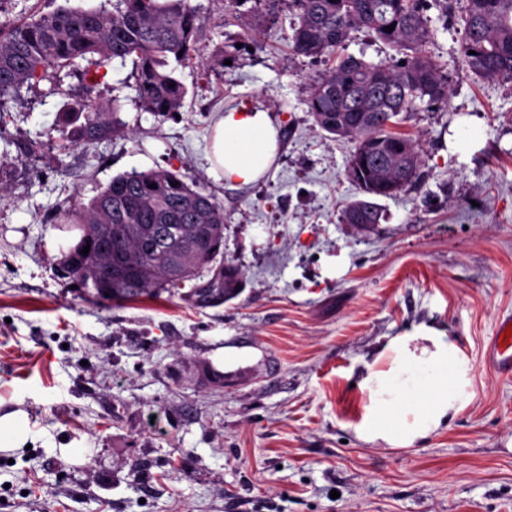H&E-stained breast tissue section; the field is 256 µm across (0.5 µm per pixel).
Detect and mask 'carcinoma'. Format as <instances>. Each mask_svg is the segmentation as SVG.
<instances>
[{"label": "carcinoma", "mask_w": 512, "mask_h": 512, "mask_svg": "<svg viewBox=\"0 0 512 512\" xmlns=\"http://www.w3.org/2000/svg\"><path fill=\"white\" fill-rule=\"evenodd\" d=\"M106 2L109 7L98 9L61 6L0 29V100L16 98L23 88L42 81L59 85L73 76L88 90L104 78L103 67L132 56L140 108L161 116L180 111L187 90L176 65L196 50V9L189 0ZM262 2L270 20L284 3L298 17L296 53L334 57L328 74L311 91L310 114L327 133L355 141L347 173L362 197L346 205L343 223H380L375 200L404 191L419 166L414 142L398 131L396 118L418 99L448 102V81L424 51L429 27L421 0ZM462 21L460 53L470 70L481 78L512 82V0H466ZM363 28L393 45L402 54L399 61L374 64L336 55L350 33ZM66 107L70 120L60 129L65 150L110 139L123 129L108 102L96 101L88 109L77 97ZM63 218L78 230V240L61 272L95 299L141 302L166 293L206 307L239 293L241 273L218 262L222 250L195 253L203 228L224 246V208L176 172L158 168L117 175L88 203L72 205ZM106 224L112 226V254L103 256L100 235ZM86 245L90 250L83 255ZM210 273L221 287L185 289L186 283Z\"/></svg>", "instance_id": "obj_1"}]
</instances>
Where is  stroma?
Returning a JSON list of instances; mask_svg holds the SVG:
<instances>
[{"instance_id":"stroma-1","label":"stroma","mask_w":512,"mask_h":512,"mask_svg":"<svg viewBox=\"0 0 512 512\" xmlns=\"http://www.w3.org/2000/svg\"><path fill=\"white\" fill-rule=\"evenodd\" d=\"M103 2L6 0L0 25ZM189 3L199 34L178 70L179 116L139 108L130 62L90 91L124 123L109 140L61 149L74 78L0 104V151L42 143L0 176V415L24 411L30 428L27 448L0 451V512H512V378L484 362L512 311V83L477 78L459 55L462 0L430 4L425 49L448 102L400 114L420 178L379 199L369 230L341 219L359 196L353 142L309 112L331 59L294 51L292 12L268 27L233 0ZM215 56L228 64L213 72ZM242 101L270 112L283 149L262 182L235 190L206 153ZM466 124L479 141L452 147ZM159 167L224 208V261L243 281L224 304L101 302L58 270L63 207ZM421 322L455 336L472 398L413 447L364 443L352 428L362 363Z\"/></svg>"}]
</instances>
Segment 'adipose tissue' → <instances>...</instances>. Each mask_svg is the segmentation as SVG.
<instances>
[{
  "label": "adipose tissue",
  "mask_w": 512,
  "mask_h": 512,
  "mask_svg": "<svg viewBox=\"0 0 512 512\" xmlns=\"http://www.w3.org/2000/svg\"><path fill=\"white\" fill-rule=\"evenodd\" d=\"M279 149L269 112L241 103L214 127L207 160L218 178L242 188L260 181ZM468 360L447 329L425 323L390 340L359 382L367 400L353 429L361 440L409 448L448 426L470 395Z\"/></svg>",
  "instance_id": "obj_1"
}]
</instances>
